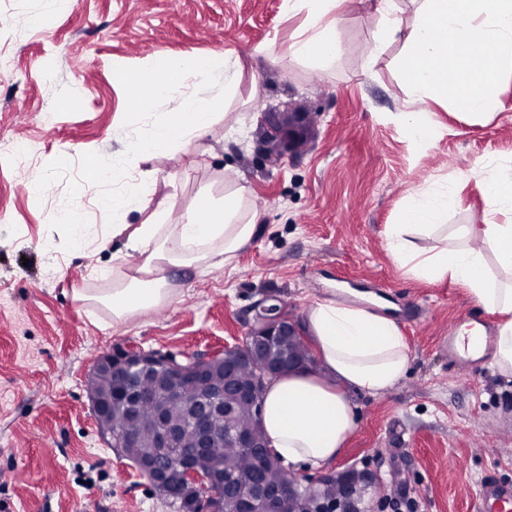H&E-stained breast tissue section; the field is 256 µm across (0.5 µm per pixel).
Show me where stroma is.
Masks as SVG:
<instances>
[{"mask_svg": "<svg viewBox=\"0 0 512 512\" xmlns=\"http://www.w3.org/2000/svg\"><path fill=\"white\" fill-rule=\"evenodd\" d=\"M373 11L362 0L345 15L332 73L290 61L302 19L283 0H67L49 17L41 0H0V52L18 73L0 80V136L13 143L0 151V512H174L102 438L86 392L95 358L119 348L207 354L241 343L263 296L302 321L314 302L346 299L350 288L387 304L410 365L394 388L355 394V431L329 471L377 475L374 512L400 493L414 512H474L484 474L512 481V377L488 363L451 372L438 349L477 304L450 281L406 277L385 249L387 225L424 180L512 157V74L486 123L424 104L432 140L422 148L399 121L411 109L397 67L403 41L364 67ZM266 44L275 55L257 54ZM224 52L244 63L238 93L217 100L219 117L197 144L150 162L149 206L183 213L242 185L255 238L229 266L174 271L168 303L113 324L109 306L75 297L111 294V249L76 242L53 216L80 199L111 236L89 161L111 153L134 113L179 109L133 97L115 70L147 82L171 59ZM295 110L311 113L312 142L266 160L262 113ZM238 122L243 133H230Z\"/></svg>", "mask_w": 512, "mask_h": 512, "instance_id": "35a3bbf8", "label": "stroma"}]
</instances>
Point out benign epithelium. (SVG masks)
Listing matches in <instances>:
<instances>
[{
  "label": "benign epithelium",
  "instance_id": "1",
  "mask_svg": "<svg viewBox=\"0 0 512 512\" xmlns=\"http://www.w3.org/2000/svg\"><path fill=\"white\" fill-rule=\"evenodd\" d=\"M309 112H266L263 116V141L279 152H293L310 135ZM250 340L242 346H226L224 351L206 355L174 354L160 350L125 349L109 352L94 361L92 373L106 377L113 387L91 399V407L108 446L117 448L133 466L154 484L168 492L172 476L179 488L197 501V512H288V499L300 481L268 450L264 435L239 431L231 439L239 448H253L260 454L262 479L246 483L227 480L224 468H204L199 460L208 450L224 445L221 421L228 420L238 406L262 411L268 382L291 371L309 369L314 359L283 350L273 353L277 344L301 338L298 322L278 309L277 298L265 296L254 308ZM244 364H259L258 377L245 381L238 377ZM163 393L172 407L182 410L194 436L191 447L183 445L182 431L168 421L167 409L157 411L151 449L136 452L132 435L112 432L106 421L120 406L131 408Z\"/></svg>",
  "mask_w": 512,
  "mask_h": 512
}]
</instances>
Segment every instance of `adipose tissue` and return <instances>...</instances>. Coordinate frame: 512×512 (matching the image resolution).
<instances>
[{
	"mask_svg": "<svg viewBox=\"0 0 512 512\" xmlns=\"http://www.w3.org/2000/svg\"><path fill=\"white\" fill-rule=\"evenodd\" d=\"M404 0H376V37L365 65L403 38L398 67L411 103L436 100L479 120L496 97L501 74L512 71V0H413L415 18L404 25ZM355 0H284L288 16L302 17L292 33L289 58L329 71L341 60L340 25ZM167 77L152 87L154 98L174 100L190 85H220L225 98L239 89L238 56L216 54L202 61H173ZM183 98V97H182ZM186 100V99H185ZM214 99L201 94L186 100L167 122L140 121L121 128L112 153L92 161L89 175L99 188L97 204L118 214L136 213L138 224H116L117 259L133 257L108 302L113 321L165 304L167 273L174 267L215 268L231 264L253 239L247 221L244 186L224 189V205L179 216L150 210V174L143 166L160 154H176L199 140L214 121ZM131 180L120 183L119 178ZM486 184L487 218L480 229L452 224L468 181ZM507 222H498V215ZM385 248L410 279L450 280L463 285L483 311L497 319L492 365L512 376V160H480L471 175L428 180L407 200L402 220L388 225ZM307 326L317 347L323 375L301 370L273 381L263 402L264 432L270 450L285 464L319 469L341 454L356 427L353 393L375 394L395 387L407 374L408 346L398 323L378 309L335 300L313 304Z\"/></svg>",
	"mask_w": 512,
	"mask_h": 512,
	"instance_id": "obj_1",
	"label": "adipose tissue"
}]
</instances>
